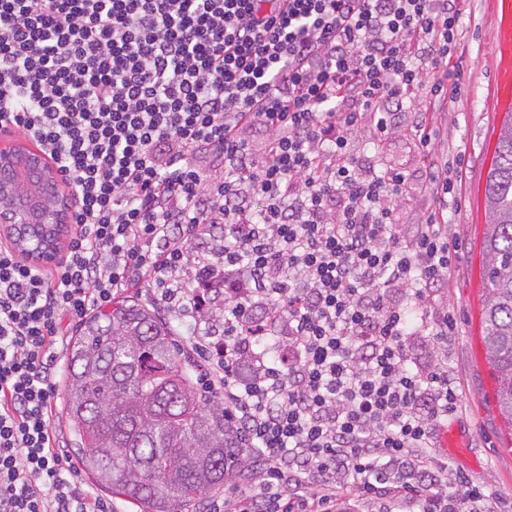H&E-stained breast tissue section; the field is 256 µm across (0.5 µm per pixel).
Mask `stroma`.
I'll use <instances>...</instances> for the list:
<instances>
[{"instance_id":"1","label":"stroma","mask_w":512,"mask_h":512,"mask_svg":"<svg viewBox=\"0 0 512 512\" xmlns=\"http://www.w3.org/2000/svg\"><path fill=\"white\" fill-rule=\"evenodd\" d=\"M495 25L494 0H466L459 50L461 76L449 106L432 115L431 147L439 162L447 165L453 195L459 202L448 214V241L456 247L458 260L444 298L457 323L456 334L448 342V367L460 395L454 420L468 452L448 456L447 461L451 468L471 475L512 512V446L497 443L512 432V426L499 408L487 406L485 374L490 363L484 342L471 339L472 333L485 331L487 285L482 244L487 224L485 215L469 218V189L472 182H485L497 151L496 139L486 135L493 117L485 110L494 68ZM352 149L356 155L370 158L380 171L414 172L424 165L419 137L409 124L377 142L359 134Z\"/></svg>"}]
</instances>
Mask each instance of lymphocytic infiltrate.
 Here are the masks:
<instances>
[{
  "label": "lymphocytic infiltrate",
  "mask_w": 512,
  "mask_h": 512,
  "mask_svg": "<svg viewBox=\"0 0 512 512\" xmlns=\"http://www.w3.org/2000/svg\"><path fill=\"white\" fill-rule=\"evenodd\" d=\"M463 2L0 0V135L75 200L52 265L0 240V512H112L58 445V354L67 323L144 281L200 325L224 284V334L195 344L244 435L235 512H502L437 449L459 407L448 173L351 149L409 120L429 146ZM417 192L432 207L399 228ZM219 224L223 248L196 249ZM268 336L281 364L241 378Z\"/></svg>",
  "instance_id": "lymphocytic-infiltrate-1"
}]
</instances>
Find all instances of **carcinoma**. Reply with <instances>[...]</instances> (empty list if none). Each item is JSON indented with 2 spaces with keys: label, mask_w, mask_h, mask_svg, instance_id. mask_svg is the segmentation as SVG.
Masks as SVG:
<instances>
[{
  "label": "carcinoma",
  "mask_w": 512,
  "mask_h": 512,
  "mask_svg": "<svg viewBox=\"0 0 512 512\" xmlns=\"http://www.w3.org/2000/svg\"><path fill=\"white\" fill-rule=\"evenodd\" d=\"M485 343L497 401L512 421V118L486 180ZM196 364L175 331L121 300L84 320L70 341L64 411L82 473L144 507L179 512L224 485L242 438L217 397L194 383Z\"/></svg>",
  "instance_id": "carcinoma-1"
}]
</instances>
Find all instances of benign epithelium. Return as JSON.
Listing matches in <instances>:
<instances>
[{
    "mask_svg": "<svg viewBox=\"0 0 512 512\" xmlns=\"http://www.w3.org/2000/svg\"><path fill=\"white\" fill-rule=\"evenodd\" d=\"M60 173L27 149H0V200L8 202L0 214V227L22 247L24 256L36 263L56 261L74 201L55 193L47 202L44 188L58 186Z\"/></svg>",
    "mask_w": 512,
    "mask_h": 512,
    "instance_id": "7a95c632",
    "label": "benign epithelium"
}]
</instances>
